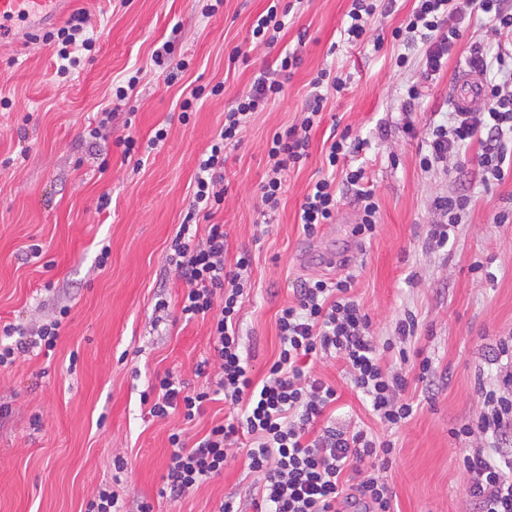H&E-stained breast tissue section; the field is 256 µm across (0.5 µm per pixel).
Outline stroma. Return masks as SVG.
Returning a JSON list of instances; mask_svg holds the SVG:
<instances>
[{
    "instance_id": "stroma-1",
    "label": "stroma",
    "mask_w": 512,
    "mask_h": 512,
    "mask_svg": "<svg viewBox=\"0 0 512 512\" xmlns=\"http://www.w3.org/2000/svg\"><path fill=\"white\" fill-rule=\"evenodd\" d=\"M269 0H224L202 16L201 0H79L94 24V42L81 50V66L56 73L57 46H0V322L39 321L68 308L50 355L31 356L0 370V512H83L103 485L124 506L144 500L153 512H217L225 497L253 512L257 479L244 452L229 458L224 473L178 500L162 496L169 434L203 436L228 412L213 401L193 422L181 415L152 418L141 401L158 374L172 371L191 388L209 386L216 367L195 372L212 356L209 324L178 313L157 319L158 298L178 301L182 284L167 262L172 239L191 204L198 161L224 124V111L246 91L253 74L272 64L276 50L255 46L250 24ZM413 0H398L394 13L377 12L369 43L342 42L348 0H302L281 39L296 48L301 64L283 99L253 115L240 143L224 152L228 193L215 223L227 233V260L247 250L254 257L250 294L240 314L242 354L254 378H262L279 349L277 317L295 300L301 282L353 276V294L368 311L372 332L394 335L398 316L419 322L412 349L435 368L432 386L408 392L415 415L395 434L392 465L384 472L397 512H477L467 493L461 458L472 439L449 431L480 408L479 378L491 377L493 349L512 336V222L494 215L512 206V176L483 185L477 178L479 146L466 151L464 167L422 170L420 135L446 123L448 94L471 43L490 53L512 50V37L491 32L483 18L465 20L462 36L436 87L415 104L419 132L402 130L407 88L420 81L419 44L402 46L392 30ZM179 35H172V28ZM382 38L381 50L371 41ZM186 60L181 80L167 84L150 56L166 40ZM412 60L396 64L398 54ZM347 76L349 88L329 97L313 130L311 155L288 171L279 210L262 215L259 185L267 143L275 132L298 125L309 82L323 68ZM141 69L136 92L122 102L140 143L167 131L164 143L142 158L124 157L115 142L93 157L86 130L99 106L112 100V83ZM220 95H211L216 84ZM204 96L192 111L181 101L194 88ZM349 131L366 140L360 154L380 205L373 238L354 236L360 218L353 191H346L333 223L306 236L298 220L309 185L328 173L324 150L331 134ZM468 194L470 208L450 251L429 246L427 229L440 223L437 197ZM40 258L26 261L31 245ZM106 265H99L102 247ZM487 263L486 280L470 272ZM313 371L336 385L338 423L355 422L383 434L359 401L340 358ZM127 463L117 473L115 458Z\"/></svg>"
}]
</instances>
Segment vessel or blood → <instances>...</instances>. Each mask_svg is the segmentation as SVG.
I'll return each instance as SVG.
<instances>
[{
	"label": "vessel or blood",
	"mask_w": 512,
	"mask_h": 512,
	"mask_svg": "<svg viewBox=\"0 0 512 512\" xmlns=\"http://www.w3.org/2000/svg\"><path fill=\"white\" fill-rule=\"evenodd\" d=\"M75 4L76 0H0V45L32 44L40 32L59 24ZM479 87L476 74H459L452 91L453 105L464 109L480 107Z\"/></svg>",
	"instance_id": "1"
}]
</instances>
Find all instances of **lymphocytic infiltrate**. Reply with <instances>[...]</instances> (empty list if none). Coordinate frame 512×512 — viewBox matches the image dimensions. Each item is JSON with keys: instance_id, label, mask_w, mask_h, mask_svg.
Listing matches in <instances>:
<instances>
[{"instance_id": "obj_1", "label": "lymphocytic infiltrate", "mask_w": 512, "mask_h": 512, "mask_svg": "<svg viewBox=\"0 0 512 512\" xmlns=\"http://www.w3.org/2000/svg\"><path fill=\"white\" fill-rule=\"evenodd\" d=\"M397 0H351L344 14L343 34L356 42L367 32L377 9L392 11ZM292 4L272 0L252 24L257 45L274 47L286 27ZM480 12L491 30L512 34V8L505 0H415L411 13L393 29L400 43H419L423 49L422 83L408 86L409 101L421 98L424 85H437L457 41L460 25ZM90 16L73 14L56 37L59 75L80 65L79 47L91 45ZM300 63L296 53L285 51L273 67L255 76L247 91L224 113V125L201 157L194 181L193 202L171 242L169 262L185 288L179 302L185 320L207 317L218 373L213 387L188 391L173 373L158 377L152 390L153 417L164 419L181 413L194 420L206 403L222 396L229 414L195 443L183 432L168 437L170 454L161 495L176 500L220 475L233 448L245 446L248 469L260 480L252 504L256 512H394L392 495L382 472L391 462L392 440L374 435L363 426L336 427L332 415L339 399L336 387L316 376L313 365L321 359H343L350 382L370 403L371 414L387 429L405 424L415 411L407 393L406 370H391L387 355L397 352L408 362L407 342L418 335L419 323L408 314L395 323L394 339L380 340L371 332V317L352 294L353 279H319L302 282L294 304L281 309L277 319L279 351L262 380L253 381L241 353L239 319L250 279L252 256L239 253L226 263L227 234L213 217L227 188L224 184V150L238 144L253 114L280 98L285 84ZM469 63L478 72L496 65L498 79L482 83L483 105L475 111L454 112L449 125L429 130L428 151L422 168L445 165L449 157L472 143H479L478 175L482 183L503 181L512 170V54H498L488 63L480 43L470 46ZM305 116L300 125L274 133L267 143L268 169L260 185L264 212L279 208L286 171L302 166L310 155V133L319 126L329 93H342L346 79L323 69L310 82ZM362 140L343 133L330 137L325 149L328 167L343 168L342 180L321 178L312 183L300 206L299 221L305 235H315L332 223L340 202L339 187L353 188L360 206V220L352 232L372 237L380 205L372 190L363 188L364 168L345 163L362 151ZM445 216L431 225L429 239L442 248L454 239L470 206L465 195H446L434 201ZM59 319L40 325L7 323L0 326V368L12 366L28 355L51 352L59 336ZM505 372L478 385L481 407L475 416L452 432L453 437L479 436L490 447L462 458L470 476L468 494L478 512H512V448L499 442L512 434V336L499 339L493 355Z\"/></svg>"}]
</instances>
